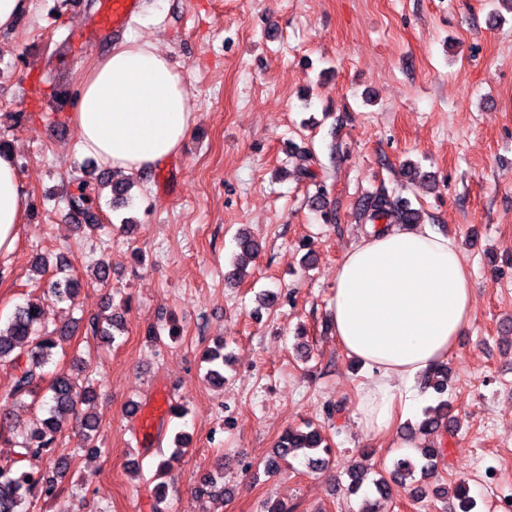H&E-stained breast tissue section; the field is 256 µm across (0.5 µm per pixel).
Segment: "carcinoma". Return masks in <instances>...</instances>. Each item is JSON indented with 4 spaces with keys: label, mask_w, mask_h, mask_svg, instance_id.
<instances>
[{
    "label": "carcinoma",
    "mask_w": 512,
    "mask_h": 512,
    "mask_svg": "<svg viewBox=\"0 0 512 512\" xmlns=\"http://www.w3.org/2000/svg\"><path fill=\"white\" fill-rule=\"evenodd\" d=\"M134 186L131 181L112 184L113 207L120 209L130 198L129 192ZM93 186L86 179L76 184V191L66 192L71 212L83 216L85 225L99 228L97 215L92 211L91 191ZM368 220L377 223L419 224L422 221L421 211L408 205L403 207L386 195H379L367 203ZM77 280L64 276L50 282L49 291L60 301H66L75 293ZM41 309L34 302H26L16 307L12 317L0 327V363H8L15 371L9 396L16 401L38 397L42 384L46 380V367L52 362L60 341L72 336L79 329L80 321L62 329L49 328L40 322ZM123 330L122 318L118 315H93L87 319L85 331L91 335L116 341L115 332ZM202 359L208 364L206 372L209 380L224 384V341L204 351ZM83 371L82 361L75 359L67 368H59L52 373L49 391L50 404L47 417L37 419L35 428L21 436L7 434L9 416H0V442L8 443L16 448L15 457L10 460L0 458V512H29V497L39 495L43 498H56L60 490L50 477H41L32 471L22 470L19 463L46 457L52 458L60 435L66 426L74 422L83 430L89 441L88 447L96 452L94 437L98 430L97 417L81 406L94 400L96 393L87 387L78 386L75 375ZM424 385L441 395L444 393L448 380V367L441 363L423 374ZM418 432L439 436L448 432V401L438 400L434 405L427 406L418 424ZM188 451L182 435L174 439V448L169 456L155 463L154 487L155 504H160L166 496L165 483L161 479L172 467L173 463L182 459ZM331 445L317 429L307 426V430L288 429L279 438L274 455L267 462V469L274 471L280 468V461L288 455L302 453L308 464L315 470L329 467ZM440 449L435 447L417 448L411 456L397 459L393 464L391 478L400 481L422 482L437 470V458ZM347 475L350 479L349 491L356 495L363 493L360 512H378L373 500L389 494V484L385 477L368 480L367 470L361 463L349 466ZM197 491L203 494L224 492V476L221 473H207L199 478ZM457 500V512H474L477 503L471 495L470 487L460 482L454 490Z\"/></svg>",
    "instance_id": "obj_1"
}]
</instances>
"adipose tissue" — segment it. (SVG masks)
Wrapping results in <instances>:
<instances>
[{
    "mask_svg": "<svg viewBox=\"0 0 512 512\" xmlns=\"http://www.w3.org/2000/svg\"><path fill=\"white\" fill-rule=\"evenodd\" d=\"M69 119L77 158L129 175L176 155L194 112L169 55L128 37L84 73ZM28 207L12 156L0 155L1 258L14 251ZM329 311L341 348L369 370L359 424L378 435L410 409L415 376L446 360L471 322V282L451 238L425 224H380L345 254Z\"/></svg>",
    "mask_w": 512,
    "mask_h": 512,
    "instance_id": "1",
    "label": "adipose tissue"
}]
</instances>
